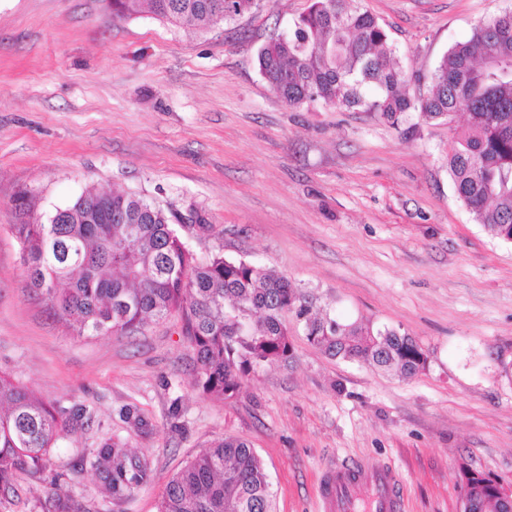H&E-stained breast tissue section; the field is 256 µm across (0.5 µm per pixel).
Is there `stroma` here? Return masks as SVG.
Returning a JSON list of instances; mask_svg holds the SVG:
<instances>
[{
    "mask_svg": "<svg viewBox=\"0 0 512 512\" xmlns=\"http://www.w3.org/2000/svg\"><path fill=\"white\" fill-rule=\"evenodd\" d=\"M311 0H255L229 23L113 17L108 0H0V369L37 395L95 406L145 460L126 499L79 470L96 435L16 479L0 512H40L59 484L82 512H158L166 483L211 444H251L275 512H318L331 467L391 468L404 512H460L464 471L512 491V242L457 198L448 149L465 123H398L359 110L288 106L257 55ZM385 27L413 87L512 0H357ZM134 193L207 229L178 230L198 259L220 252L283 274L311 313L412 336L427 367L404 379L311 345L251 371L229 401L194 387L172 316L141 333L79 337L28 286L12 225L46 221L86 188ZM27 197L29 210L17 201ZM137 405L143 436L119 411Z\"/></svg>",
    "mask_w": 512,
    "mask_h": 512,
    "instance_id": "35a3bbf8",
    "label": "stroma"
}]
</instances>
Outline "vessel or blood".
<instances>
[{"instance_id":"1","label":"vessel or blood","mask_w":512,"mask_h":512,"mask_svg":"<svg viewBox=\"0 0 512 512\" xmlns=\"http://www.w3.org/2000/svg\"><path fill=\"white\" fill-rule=\"evenodd\" d=\"M369 489L370 512H401L402 500L392 471L367 469L361 463L339 466L326 472L319 487L321 512H353L361 489Z\"/></svg>"}]
</instances>
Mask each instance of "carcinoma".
I'll return each instance as SVG.
<instances>
[{
	"mask_svg": "<svg viewBox=\"0 0 512 512\" xmlns=\"http://www.w3.org/2000/svg\"><path fill=\"white\" fill-rule=\"evenodd\" d=\"M355 2L312 0L287 37L259 50L263 78L290 106L357 107L393 122L406 112L448 122L465 113L466 130L448 150L455 193L488 234L512 242V11L476 25L442 56L427 92L412 95V77L385 28ZM145 4L170 24L204 29L234 20L254 0H112V13L130 18ZM182 222L136 195L88 188L55 208L47 223L12 228L30 287L78 334H131L147 319L178 315L196 357L193 384L206 394L228 400L249 371L292 356L286 312L331 357L363 360L402 378L425 369V351L406 333L311 317L305 295L288 278L220 252L198 260L175 228ZM120 414L135 431L152 432L136 407ZM102 427L94 407L46 400L0 371V500L15 493L18 475L43 471L61 441ZM78 465L97 473L117 500L148 477L146 464L110 437ZM471 482L473 512H503L481 480ZM39 504L41 512H80L54 495ZM159 512H273V499L254 449L226 437L169 480Z\"/></svg>",
	"mask_w": 512,
	"mask_h": 512,
	"instance_id": "cac0c4a2",
	"label": "carcinoma"
}]
</instances>
